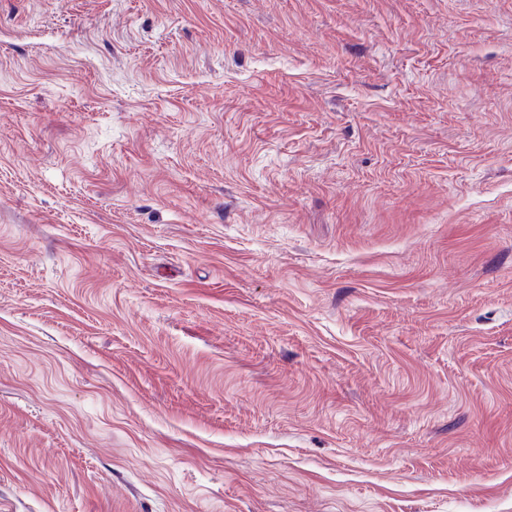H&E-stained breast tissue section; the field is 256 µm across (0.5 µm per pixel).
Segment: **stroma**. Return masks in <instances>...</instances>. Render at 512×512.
<instances>
[{
  "label": "stroma",
  "instance_id": "1",
  "mask_svg": "<svg viewBox=\"0 0 512 512\" xmlns=\"http://www.w3.org/2000/svg\"><path fill=\"white\" fill-rule=\"evenodd\" d=\"M0 512H512V0H0Z\"/></svg>",
  "mask_w": 512,
  "mask_h": 512
}]
</instances>
